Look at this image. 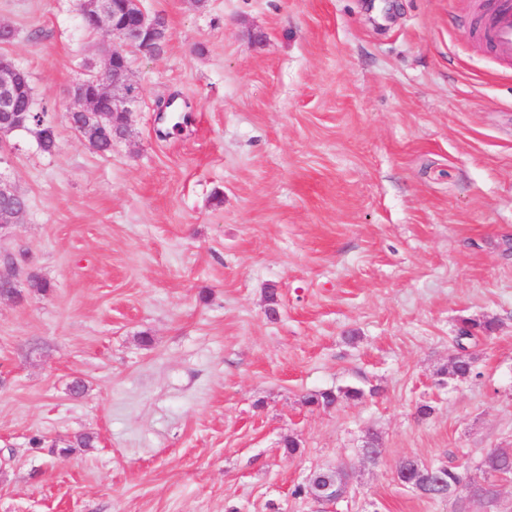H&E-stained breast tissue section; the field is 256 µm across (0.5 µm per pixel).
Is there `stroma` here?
<instances>
[{
    "mask_svg": "<svg viewBox=\"0 0 512 512\" xmlns=\"http://www.w3.org/2000/svg\"><path fill=\"white\" fill-rule=\"evenodd\" d=\"M478 2L142 0L170 37L129 50L139 100L102 154L66 115L103 34L77 0H0L58 143L0 153L28 203L0 231L23 293L0 299V512H450L399 462L512 448V71L470 37ZM463 316L500 328L459 382ZM345 386L366 395L305 402ZM339 461L342 500L295 496Z\"/></svg>",
    "mask_w": 512,
    "mask_h": 512,
    "instance_id": "1",
    "label": "stroma"
}]
</instances>
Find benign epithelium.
<instances>
[{
    "label": "benign epithelium",
    "mask_w": 512,
    "mask_h": 512,
    "mask_svg": "<svg viewBox=\"0 0 512 512\" xmlns=\"http://www.w3.org/2000/svg\"><path fill=\"white\" fill-rule=\"evenodd\" d=\"M85 24L107 37L103 62L91 76L75 83L69 95L74 108L68 121L84 142L98 136V130L112 124L118 136L126 133L130 104L138 98V88L131 78L126 48L154 55L159 42L168 37L167 23L160 14L150 15L142 0H80ZM30 98L26 73L6 56H0V126H25L24 111L16 107L18 99ZM347 485H320L312 499L333 503L346 494ZM464 493L492 504L497 501L499 487L488 482L468 484Z\"/></svg>",
    "instance_id": "7a95c632"
}]
</instances>
